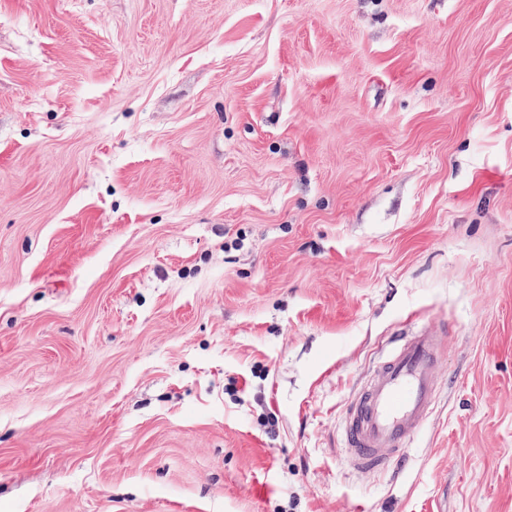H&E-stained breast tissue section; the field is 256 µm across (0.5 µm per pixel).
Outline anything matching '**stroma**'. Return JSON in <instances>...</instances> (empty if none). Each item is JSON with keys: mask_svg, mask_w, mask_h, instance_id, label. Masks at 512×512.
Returning <instances> with one entry per match:
<instances>
[{"mask_svg": "<svg viewBox=\"0 0 512 512\" xmlns=\"http://www.w3.org/2000/svg\"><path fill=\"white\" fill-rule=\"evenodd\" d=\"M0 512H512V0H0ZM446 333L396 336L343 410L341 440L355 469L384 472L408 457L434 412Z\"/></svg>", "mask_w": 512, "mask_h": 512, "instance_id": "1", "label": "stroma"}]
</instances>
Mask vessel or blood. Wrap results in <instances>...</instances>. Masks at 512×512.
<instances>
[{"label": "vessel or blood", "instance_id": "vessel-or-blood-1", "mask_svg": "<svg viewBox=\"0 0 512 512\" xmlns=\"http://www.w3.org/2000/svg\"><path fill=\"white\" fill-rule=\"evenodd\" d=\"M445 342L434 327L395 337L350 397L341 440L355 469L384 472L407 459L438 401L436 375Z\"/></svg>", "mask_w": 512, "mask_h": 512}]
</instances>
